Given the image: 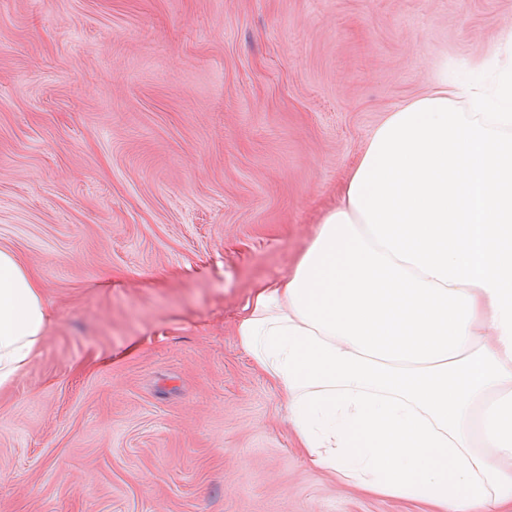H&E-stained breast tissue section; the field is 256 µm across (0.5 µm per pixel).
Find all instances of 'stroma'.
<instances>
[{
    "label": "stroma",
    "instance_id": "obj_1",
    "mask_svg": "<svg viewBox=\"0 0 512 512\" xmlns=\"http://www.w3.org/2000/svg\"><path fill=\"white\" fill-rule=\"evenodd\" d=\"M512 0H0V250L52 312L0 512H430L314 467L234 333Z\"/></svg>",
    "mask_w": 512,
    "mask_h": 512
}]
</instances>
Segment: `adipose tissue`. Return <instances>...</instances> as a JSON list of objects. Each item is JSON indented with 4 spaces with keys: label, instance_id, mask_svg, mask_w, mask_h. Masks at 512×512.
<instances>
[{
    "label": "adipose tissue",
    "instance_id": "adipose-tissue-1",
    "mask_svg": "<svg viewBox=\"0 0 512 512\" xmlns=\"http://www.w3.org/2000/svg\"><path fill=\"white\" fill-rule=\"evenodd\" d=\"M487 70L389 112L307 250L235 322L311 463L438 512L512 502V69ZM48 321L0 250V388Z\"/></svg>",
    "mask_w": 512,
    "mask_h": 512
}]
</instances>
